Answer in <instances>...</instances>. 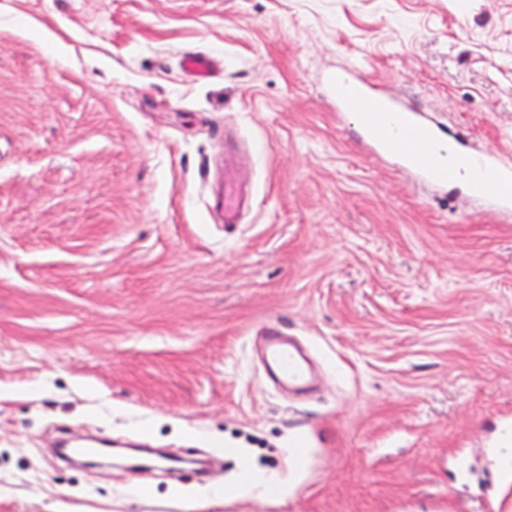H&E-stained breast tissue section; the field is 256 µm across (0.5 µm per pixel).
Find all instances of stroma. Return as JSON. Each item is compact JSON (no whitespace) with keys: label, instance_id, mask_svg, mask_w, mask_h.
<instances>
[{"label":"stroma","instance_id":"1","mask_svg":"<svg viewBox=\"0 0 512 512\" xmlns=\"http://www.w3.org/2000/svg\"><path fill=\"white\" fill-rule=\"evenodd\" d=\"M339 66L512 164V0H0V512H512V223L360 153ZM64 429L216 464L51 462ZM186 75L192 80L204 81L214 76L212 62L204 54H188L183 61ZM245 202L244 183L238 176L237 164L229 159L224 168V187L218 195L217 207L224 212V222L237 224L242 218ZM265 356L279 378L288 386L303 388L312 379L307 360L293 343L285 340L276 327L266 328Z\"/></svg>","mask_w":512,"mask_h":512}]
</instances>
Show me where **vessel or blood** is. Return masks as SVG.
<instances>
[{
  "instance_id": "obj_1",
  "label": "vessel or blood",
  "mask_w": 512,
  "mask_h": 512,
  "mask_svg": "<svg viewBox=\"0 0 512 512\" xmlns=\"http://www.w3.org/2000/svg\"><path fill=\"white\" fill-rule=\"evenodd\" d=\"M186 75L197 81L211 79L212 62L207 55L189 54L183 61ZM323 97L337 120H344L355 110L365 119L357 133L359 149L377 159L399 158L408 176L417 182L437 187L447 186L455 166L465 155L458 148L459 138L447 128L430 124L417 108L393 95L380 82L366 78L351 68L327 72L321 80ZM497 151L476 155L474 164L480 179L469 186L472 198L484 201L504 221H512V167L497 161ZM245 202L244 184L237 165L227 161L224 185L218 196V207L224 221L236 224L242 218ZM265 356L279 378L288 386L302 388L312 379L307 360L293 343L284 339L282 331L266 330Z\"/></svg>"
}]
</instances>
